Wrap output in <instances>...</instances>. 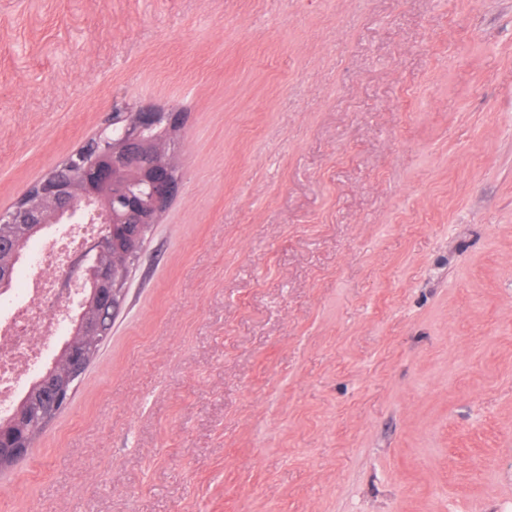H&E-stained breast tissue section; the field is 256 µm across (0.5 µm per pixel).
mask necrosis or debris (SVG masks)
Returning a JSON list of instances; mask_svg holds the SVG:
<instances>
[{
    "instance_id": "4bbe7bcc",
    "label": "necrosis or debris",
    "mask_w": 512,
    "mask_h": 512,
    "mask_svg": "<svg viewBox=\"0 0 512 512\" xmlns=\"http://www.w3.org/2000/svg\"><path fill=\"white\" fill-rule=\"evenodd\" d=\"M98 230L95 224H74L69 232L35 243L13 287L0 294V417L11 414L50 360L49 343L66 336L74 291L59 276L61 263Z\"/></svg>"
}]
</instances>
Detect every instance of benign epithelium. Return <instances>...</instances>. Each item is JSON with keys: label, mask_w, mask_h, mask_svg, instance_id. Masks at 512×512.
I'll use <instances>...</instances> for the list:
<instances>
[{"label": "benign epithelium", "mask_w": 512, "mask_h": 512, "mask_svg": "<svg viewBox=\"0 0 512 512\" xmlns=\"http://www.w3.org/2000/svg\"><path fill=\"white\" fill-rule=\"evenodd\" d=\"M123 129L114 138L103 131L85 142L62 166L32 185L9 209L0 210V224L26 222L40 230L66 224L78 215L80 204L92 203L101 231L67 267L80 270L91 297L75 332L96 339L104 330L95 320L99 306L117 307L138 257L124 254L115 264L105 255L115 247L117 229H131L142 237L159 222L178 185L176 166L167 154L168 142L151 134L161 129L171 137L180 129V116L150 106L125 111ZM70 361V375L78 376L90 355L74 343L60 351Z\"/></svg>", "instance_id": "benign-epithelium-1"}]
</instances>
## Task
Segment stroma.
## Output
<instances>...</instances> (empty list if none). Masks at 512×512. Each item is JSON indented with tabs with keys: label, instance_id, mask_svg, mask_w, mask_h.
Returning a JSON list of instances; mask_svg holds the SVG:
<instances>
[{
	"label": "stroma",
	"instance_id": "35a3bbf8",
	"mask_svg": "<svg viewBox=\"0 0 512 512\" xmlns=\"http://www.w3.org/2000/svg\"><path fill=\"white\" fill-rule=\"evenodd\" d=\"M143 103L177 193L0 512H512V0H0V209Z\"/></svg>",
	"mask_w": 512,
	"mask_h": 512
}]
</instances>
